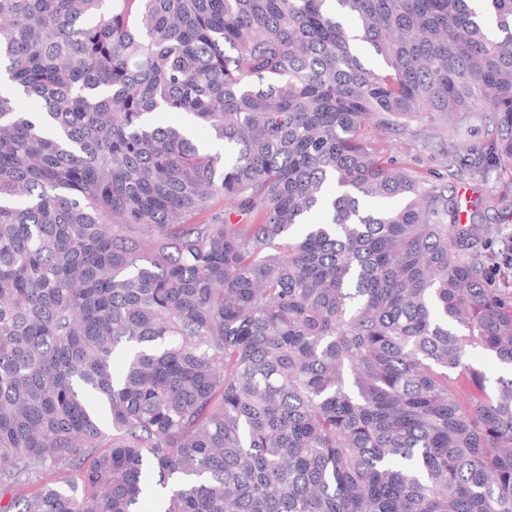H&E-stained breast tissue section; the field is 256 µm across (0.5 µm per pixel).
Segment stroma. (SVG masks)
<instances>
[{"label":"stroma","instance_id":"obj_1","mask_svg":"<svg viewBox=\"0 0 512 512\" xmlns=\"http://www.w3.org/2000/svg\"><path fill=\"white\" fill-rule=\"evenodd\" d=\"M493 127L487 117L476 114L451 131L441 130L439 123L428 115L414 118L407 130L383 132L371 129L367 138L374 150L384 158L396 160L423 185L455 197L462 222L483 219L496 222L495 212L478 211L475 203L480 196L501 192L512 174L491 165L482 172L464 177L453 176L448 168L449 155L465 157L468 150L484 149L492 137Z\"/></svg>","mask_w":512,"mask_h":512}]
</instances>
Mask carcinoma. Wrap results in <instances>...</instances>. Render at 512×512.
Instances as JSON below:
<instances>
[{
	"label": "carcinoma",
	"mask_w": 512,
	"mask_h": 512,
	"mask_svg": "<svg viewBox=\"0 0 512 512\" xmlns=\"http://www.w3.org/2000/svg\"><path fill=\"white\" fill-rule=\"evenodd\" d=\"M490 5L0 0V512H512L491 228L364 136L512 168ZM471 362L481 369L487 380L488 384H492L500 376H506L508 369L504 364L489 358L483 351L472 349L469 353Z\"/></svg>",
	"instance_id": "cac0c4a2"
}]
</instances>
